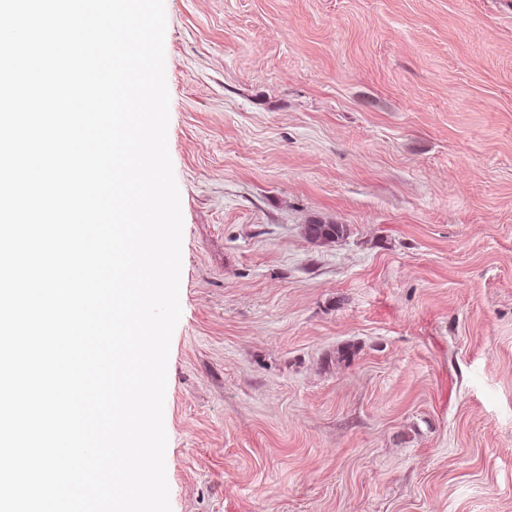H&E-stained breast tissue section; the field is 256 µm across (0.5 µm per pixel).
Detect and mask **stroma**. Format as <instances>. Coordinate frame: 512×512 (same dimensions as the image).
Segmentation results:
<instances>
[{
    "instance_id": "35a3bbf8",
    "label": "stroma",
    "mask_w": 512,
    "mask_h": 512,
    "mask_svg": "<svg viewBox=\"0 0 512 512\" xmlns=\"http://www.w3.org/2000/svg\"><path fill=\"white\" fill-rule=\"evenodd\" d=\"M165 11L172 512H512V0ZM305 232L316 243H331L343 239L347 228L343 224H306Z\"/></svg>"
}]
</instances>
